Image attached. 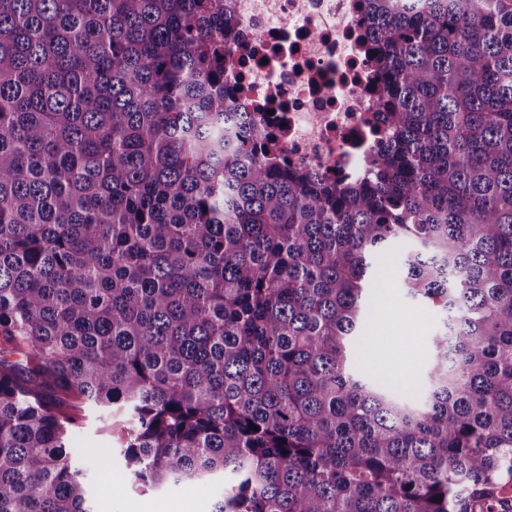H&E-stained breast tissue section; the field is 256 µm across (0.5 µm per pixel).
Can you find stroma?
I'll return each mask as SVG.
<instances>
[{"label":"stroma","instance_id":"1","mask_svg":"<svg viewBox=\"0 0 512 512\" xmlns=\"http://www.w3.org/2000/svg\"><path fill=\"white\" fill-rule=\"evenodd\" d=\"M407 248V242L395 243L393 258L378 267L370 329L371 336H390L395 349L386 358L368 352L363 367L367 375L394 390L420 396L425 389L424 372L432 357L430 338L441 327L443 315L430 305L405 296L397 256ZM122 441L118 419L94 411L87 412L82 427L69 436V445L76 448L78 464L85 470L95 512H144L149 504L161 512H212L213 503L222 492L218 484L193 488L169 485L147 491L129 487L120 455ZM114 483L125 485V493L113 495L110 486Z\"/></svg>","mask_w":512,"mask_h":512}]
</instances>
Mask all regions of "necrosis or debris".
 Instances as JSON below:
<instances>
[{
    "mask_svg": "<svg viewBox=\"0 0 512 512\" xmlns=\"http://www.w3.org/2000/svg\"><path fill=\"white\" fill-rule=\"evenodd\" d=\"M252 60L234 102L267 125L291 164L351 179L382 117L360 0H235Z\"/></svg>",
    "mask_w": 512,
    "mask_h": 512,
    "instance_id": "obj_1",
    "label": "necrosis or debris"
}]
</instances>
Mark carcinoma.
Instances as JSON below:
<instances>
[{
  "label": "carcinoma",
  "instance_id": "1",
  "mask_svg": "<svg viewBox=\"0 0 512 512\" xmlns=\"http://www.w3.org/2000/svg\"><path fill=\"white\" fill-rule=\"evenodd\" d=\"M363 4L388 134L341 181L234 108L233 0H0V512H93L67 398L214 512H501L512 0ZM399 239L418 401L350 367Z\"/></svg>",
  "mask_w": 512,
  "mask_h": 512
}]
</instances>
